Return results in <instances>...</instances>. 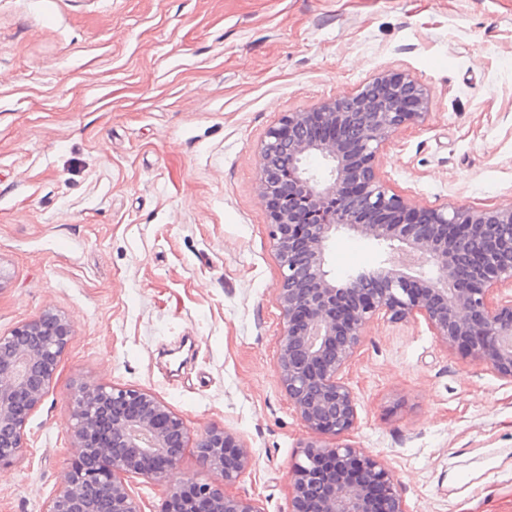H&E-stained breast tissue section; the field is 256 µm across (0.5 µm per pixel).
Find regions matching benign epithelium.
<instances>
[{
  "mask_svg": "<svg viewBox=\"0 0 512 512\" xmlns=\"http://www.w3.org/2000/svg\"><path fill=\"white\" fill-rule=\"evenodd\" d=\"M428 92L405 76L380 75L356 93L286 113L261 147L258 196L281 268L277 372L309 433L289 471V512H406L388 467L351 444L331 445L357 422L343 374L367 326L421 317L438 341L512 380V207L419 208L392 192L375 166L392 134L427 116ZM325 167L314 172L308 159ZM369 240L384 259L361 281L331 276L338 232ZM73 336L48 311L0 334V466L27 452L25 428L46 396ZM72 462L46 512H143L129 480L166 487L162 512H259L224 486L252 456L226 428L196 444L213 474L177 485L186 446L180 415L155 393L81 383L71 392Z\"/></svg>",
  "mask_w": 512,
  "mask_h": 512,
  "instance_id": "1",
  "label": "benign epithelium"
}]
</instances>
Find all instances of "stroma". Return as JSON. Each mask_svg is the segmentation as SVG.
<instances>
[{"label": "stroma", "instance_id": "obj_1", "mask_svg": "<svg viewBox=\"0 0 512 512\" xmlns=\"http://www.w3.org/2000/svg\"><path fill=\"white\" fill-rule=\"evenodd\" d=\"M380 74L430 94L375 159L393 192L512 205V0H0V334L48 310L73 325L25 456L0 467V512H46L80 383L183 418L180 484L211 480L195 444L232 430L254 461L227 492L288 512L308 433L277 373L259 147ZM381 260L348 233L329 247L339 280ZM344 379V440L383 459L406 512H512V380L421 319L369 324Z\"/></svg>", "mask_w": 512, "mask_h": 512}]
</instances>
